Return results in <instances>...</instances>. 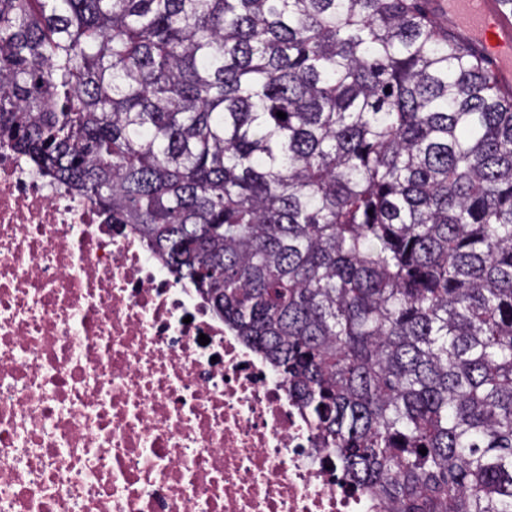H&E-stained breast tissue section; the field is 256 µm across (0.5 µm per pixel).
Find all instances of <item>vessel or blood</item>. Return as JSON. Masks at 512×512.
Instances as JSON below:
<instances>
[{
  "label": "vessel or blood",
  "mask_w": 512,
  "mask_h": 512,
  "mask_svg": "<svg viewBox=\"0 0 512 512\" xmlns=\"http://www.w3.org/2000/svg\"><path fill=\"white\" fill-rule=\"evenodd\" d=\"M435 6L449 27L483 48L500 81H512V8L504 0H435Z\"/></svg>",
  "instance_id": "obj_1"
}]
</instances>
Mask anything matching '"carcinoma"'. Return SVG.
Masks as SVG:
<instances>
[{"mask_svg":"<svg viewBox=\"0 0 512 512\" xmlns=\"http://www.w3.org/2000/svg\"><path fill=\"white\" fill-rule=\"evenodd\" d=\"M430 4L0 0V144L196 288L388 512H512V83Z\"/></svg>","mask_w":512,"mask_h":512,"instance_id":"cac0c4a2","label":"carcinoma"}]
</instances>
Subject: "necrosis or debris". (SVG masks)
I'll return each instance as SVG.
<instances>
[{
	"label": "necrosis or debris",
	"mask_w": 512,
	"mask_h": 512,
	"mask_svg": "<svg viewBox=\"0 0 512 512\" xmlns=\"http://www.w3.org/2000/svg\"><path fill=\"white\" fill-rule=\"evenodd\" d=\"M0 512L386 506L195 288L0 146Z\"/></svg>",
	"instance_id": "obj_1"
}]
</instances>
